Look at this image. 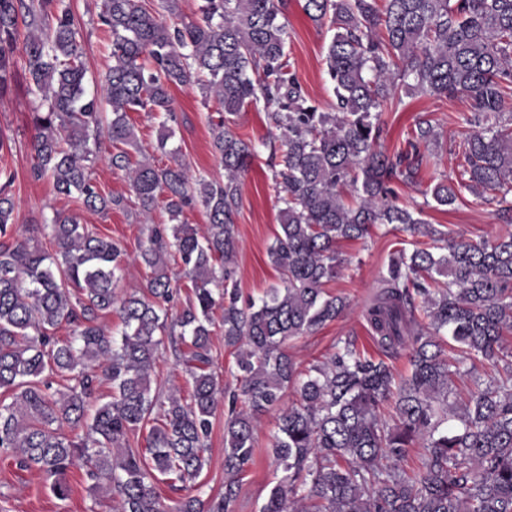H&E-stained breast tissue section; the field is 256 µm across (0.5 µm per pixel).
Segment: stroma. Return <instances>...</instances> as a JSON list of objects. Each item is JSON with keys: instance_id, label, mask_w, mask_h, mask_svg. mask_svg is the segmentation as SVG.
I'll return each mask as SVG.
<instances>
[{"instance_id": "1", "label": "stroma", "mask_w": 512, "mask_h": 512, "mask_svg": "<svg viewBox=\"0 0 512 512\" xmlns=\"http://www.w3.org/2000/svg\"><path fill=\"white\" fill-rule=\"evenodd\" d=\"M77 26L84 39V62L87 69L86 85L94 87L99 73L108 62L105 41L97 29V14L101 0H68ZM304 0H290L286 15L289 60L310 97L323 109H330L334 97L325 74V55L330 40L326 28L311 21L304 13ZM174 107L179 119V131L170 141V153L156 152L154 145L158 122L150 114L132 113L140 146L152 155L160 166L183 162L192 170L220 180L224 169L211 148L209 118L219 108L216 101H203L199 90L192 86L171 89ZM40 106V100L28 91V75L23 64H16L14 79L7 93L0 95V136L6 144L0 148V170L10 171L14 180L10 187L16 207L13 214L18 232H26L33 225L51 219L54 213L77 216L81 223L95 225L101 233L118 240L125 253L122 278L118 289L130 293L143 288L146 270L134 258L146 239L148 224L166 222L163 209H155L150 218L137 215V203L128 180L121 171L112 169L105 160H97L92 168V179L106 194L122 196L126 206L104 214L84 210L71 198L56 195L49 180H34L30 176L33 165L30 144L36 135L31 114ZM466 105L455 99H436L425 96L404 98L396 111L384 113L388 134L386 149L399 146L420 116L436 121L442 134V149L424 170L418 185H400L398 202L414 209L423 208L426 221L442 231L463 235L472 240L490 239L512 232V225L498 215L497 202L474 194H465L463 200L451 207L424 208V186L455 177V160L447 148L460 139L465 127L459 120ZM268 152L260 150L242 179V204L236 217L238 249L234 269L243 296L260 298L270 287L279 285L281 274L267 257V250L279 230V211L282 203L272 188V171L267 165ZM416 239L409 232L383 225L371 236L343 241L338 250L345 260V268L335 281L329 282L328 294L344 297L347 307L336 320L328 322L313 335L289 341L287 352L298 369L329 358L344 342L372 356L381 351L373 341L365 320V310L371 303L378 281L397 250L411 248ZM280 408L264 413L255 430V459L242 477L235 512H260L270 490L283 475L273 450ZM207 462L198 479L203 493L216 495L224 490V418L216 416L206 454ZM71 493L68 498L56 497L50 483L37 472L20 469L14 456L0 452V512H113L110 500L90 493L81 471L69 475Z\"/></svg>"}]
</instances>
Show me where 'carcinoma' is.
Here are the masks:
<instances>
[{
  "label": "carcinoma",
  "mask_w": 512,
  "mask_h": 512,
  "mask_svg": "<svg viewBox=\"0 0 512 512\" xmlns=\"http://www.w3.org/2000/svg\"><path fill=\"white\" fill-rule=\"evenodd\" d=\"M305 14L333 31L325 56L335 102L320 109L286 52L288 0H201L185 20L179 0L152 10L142 0H102L99 26L111 63L85 87L82 35L66 0H0V94L10 86L19 37L32 113L31 177L91 212L124 205L92 182L89 163L102 140L108 162L128 175L140 214L162 207L168 223L150 230L138 255L149 269L145 291L117 298L124 251L112 237L56 213L41 232L49 246L13 225L14 176L0 172V450L70 495L78 468L90 489L112 493L115 512H235L241 475L253 462L262 413L293 391L274 452L284 475L260 512H512V375L473 381L468 403L449 401L457 362L446 339L496 367L512 334V234L473 242L445 236L393 203L399 180L417 184L441 134L418 119L393 152L382 149L381 116L405 96L461 98L464 136L449 147L458 176L425 195L438 206L463 193L490 194L512 213V0H304ZM198 86L224 115L210 123L211 147L224 165L213 180L177 163L133 160L130 113L159 116L157 147L176 121L170 88ZM111 107L102 118V106ZM264 104L279 143L256 145L228 129L250 105ZM269 150L280 193L279 232L269 262L282 284L241 301L231 267L241 175L259 147ZM200 205L207 227L182 221ZM393 224L431 245L400 249L380 277L365 318L385 358L410 342L411 372L397 377L385 358L346 342L304 372L284 350L333 321L345 302L325 291L343 268L341 241ZM180 265L174 272L170 263ZM192 298L169 319L177 276ZM118 308L114 335L98 323ZM233 350L239 386L229 398L211 370L214 312ZM67 325L72 336L60 338ZM170 349L191 382L184 398L152 393L151 376ZM66 381L65 390L53 379ZM111 399L100 401L102 385ZM394 401L391 420L381 407ZM224 412V492L187 495L168 507L158 476L183 485L205 464L213 419ZM148 428L147 448L130 439ZM423 449L420 470L402 467Z\"/></svg>",
  "instance_id": "cac0c4a2"
}]
</instances>
